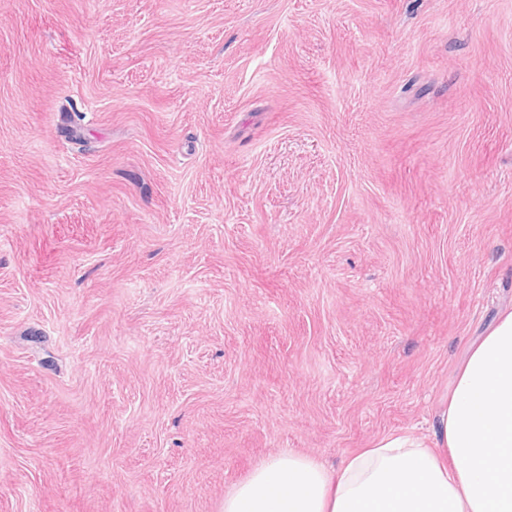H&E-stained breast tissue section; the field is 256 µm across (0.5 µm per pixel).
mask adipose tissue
Instances as JSON below:
<instances>
[{"label": "adipose tissue", "instance_id": "obj_1", "mask_svg": "<svg viewBox=\"0 0 512 512\" xmlns=\"http://www.w3.org/2000/svg\"><path fill=\"white\" fill-rule=\"evenodd\" d=\"M224 512H512V312L471 347L432 439L393 432L337 470L273 457Z\"/></svg>", "mask_w": 512, "mask_h": 512}]
</instances>
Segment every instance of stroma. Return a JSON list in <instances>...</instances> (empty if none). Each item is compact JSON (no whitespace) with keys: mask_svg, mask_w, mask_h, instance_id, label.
<instances>
[{"mask_svg":"<svg viewBox=\"0 0 512 512\" xmlns=\"http://www.w3.org/2000/svg\"><path fill=\"white\" fill-rule=\"evenodd\" d=\"M508 310L512 0H0V512L431 436Z\"/></svg>","mask_w":512,"mask_h":512,"instance_id":"35a3bbf8","label":"stroma"}]
</instances>
